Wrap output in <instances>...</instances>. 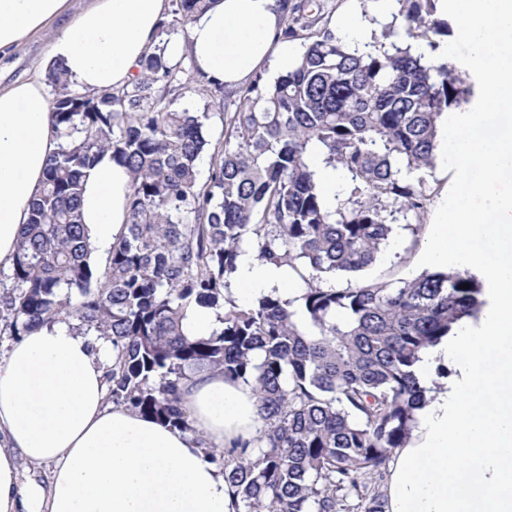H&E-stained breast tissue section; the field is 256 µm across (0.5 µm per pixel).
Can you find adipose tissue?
Segmentation results:
<instances>
[{"instance_id": "adipose-tissue-1", "label": "adipose tissue", "mask_w": 512, "mask_h": 512, "mask_svg": "<svg viewBox=\"0 0 512 512\" xmlns=\"http://www.w3.org/2000/svg\"><path fill=\"white\" fill-rule=\"evenodd\" d=\"M70 0H0V52L68 15ZM166 0H91L54 39L82 89L135 79L156 41ZM458 37L472 46L483 106L453 119L448 148L460 191L441 206L429 250L490 284L478 331L425 349L416 372L428 389L385 485L386 512H512V0H451ZM278 0H212L172 55L190 53L227 88L265 67L288 72L299 55L282 36ZM40 83L0 87V265H11L29 204L58 149ZM131 178L111 153L83 182L82 219L96 255L107 256L128 222ZM237 294L249 303L275 289L293 297L287 268L241 256ZM112 346L64 321L17 339L0 358V512H236L224 472L192 434L109 405ZM181 405L215 448L258 436L256 396L241 382L202 372ZM50 468L47 482L20 486L18 459Z\"/></svg>"}]
</instances>
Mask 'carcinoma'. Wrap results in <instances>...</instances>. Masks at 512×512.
Segmentation results:
<instances>
[{
    "instance_id": "carcinoma-1",
    "label": "carcinoma",
    "mask_w": 512,
    "mask_h": 512,
    "mask_svg": "<svg viewBox=\"0 0 512 512\" xmlns=\"http://www.w3.org/2000/svg\"><path fill=\"white\" fill-rule=\"evenodd\" d=\"M209 2L170 0L158 28L187 37ZM437 2L397 0L392 21L410 38L442 35ZM283 9V35L302 40V51L270 84L228 91L191 56L168 54L161 38L139 76L116 89L76 92L52 64L62 143L30 204L0 320L17 336L78 322L112 345L108 400L182 431L192 427L181 385L194 374L249 385L261 434L223 450L197 439L224 468L236 512H385L371 485L414 427L419 353L478 318L483 283L454 266L354 288L328 282L377 261L393 233L389 206L419 232L440 118L468 102L473 85L455 63L434 66L409 45L348 47L328 27V0H283ZM192 90L223 124L204 181L209 115L177 107ZM316 150L347 177V197L332 208L309 164ZM107 151L131 176L129 223L99 269L80 198L86 171ZM247 251L288 267L301 294L235 303L227 293ZM192 305L223 310L221 327L187 336Z\"/></svg>"
}]
</instances>
